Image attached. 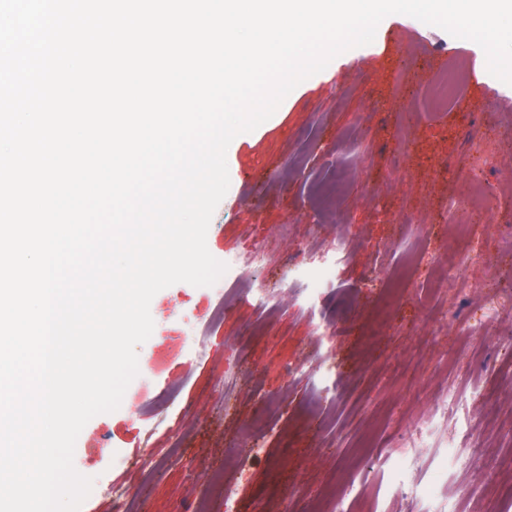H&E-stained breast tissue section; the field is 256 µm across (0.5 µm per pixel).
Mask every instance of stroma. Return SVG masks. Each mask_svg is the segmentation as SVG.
Returning <instances> with one entry per match:
<instances>
[{"label": "stroma", "instance_id": "1", "mask_svg": "<svg viewBox=\"0 0 512 512\" xmlns=\"http://www.w3.org/2000/svg\"><path fill=\"white\" fill-rule=\"evenodd\" d=\"M456 58L468 89L431 118L421 89ZM511 134L512 86L482 48L406 15L299 84L272 130L228 152L207 232L224 281L243 270L255 290L223 301L177 283L154 296L138 376L76 441L74 466L96 488L80 512H114L116 487L127 512H224L228 485L237 512H301L307 499L322 512H512V317L476 316L487 290L512 291V209L489 207L492 262L460 259L465 292L429 296L405 263L425 244L432 264L459 221L471 140L499 138L484 176L512 184ZM303 242L308 260L292 267ZM252 246L263 258L242 269ZM443 300L455 318L431 324ZM259 417L262 451L238 473ZM422 417L433 430L418 448L404 437ZM388 433L402 446H385Z\"/></svg>", "mask_w": 512, "mask_h": 512}]
</instances>
